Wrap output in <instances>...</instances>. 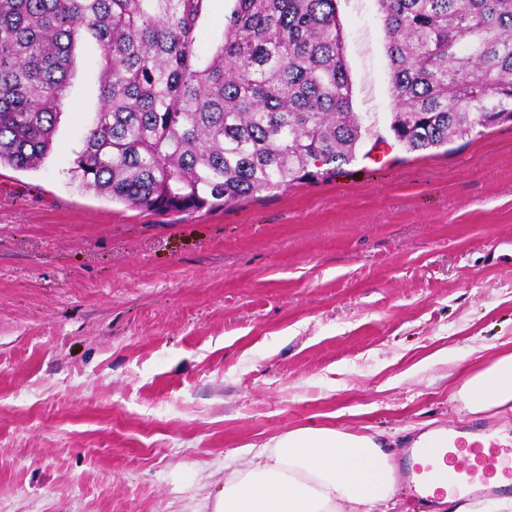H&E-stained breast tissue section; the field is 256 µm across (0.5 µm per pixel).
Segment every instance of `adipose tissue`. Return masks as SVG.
<instances>
[{"label": "adipose tissue", "mask_w": 512, "mask_h": 512, "mask_svg": "<svg viewBox=\"0 0 512 512\" xmlns=\"http://www.w3.org/2000/svg\"><path fill=\"white\" fill-rule=\"evenodd\" d=\"M453 398L472 415L512 413V352L460 375ZM243 453L246 466L225 463L212 512H375L395 494L389 455L370 435L304 427Z\"/></svg>", "instance_id": "adipose-tissue-1"}]
</instances>
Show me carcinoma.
Masks as SVG:
<instances>
[{
  "label": "carcinoma",
  "instance_id": "carcinoma-1",
  "mask_svg": "<svg viewBox=\"0 0 512 512\" xmlns=\"http://www.w3.org/2000/svg\"><path fill=\"white\" fill-rule=\"evenodd\" d=\"M210 0H0V167L38 169L73 75L99 49L101 108L72 180L140 210L200 209L327 176L363 138L336 0H234L199 53ZM410 151L512 117V0H378Z\"/></svg>",
  "mask_w": 512,
  "mask_h": 512
}]
</instances>
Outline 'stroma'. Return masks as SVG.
<instances>
[{"instance_id": "1", "label": "stroma", "mask_w": 512, "mask_h": 512, "mask_svg": "<svg viewBox=\"0 0 512 512\" xmlns=\"http://www.w3.org/2000/svg\"><path fill=\"white\" fill-rule=\"evenodd\" d=\"M366 133L325 179L142 211L67 171L100 108L78 43L55 145L0 167V512H200L224 459L299 427L382 435L397 470L512 351V123L409 151L378 0H337Z\"/></svg>"}]
</instances>
